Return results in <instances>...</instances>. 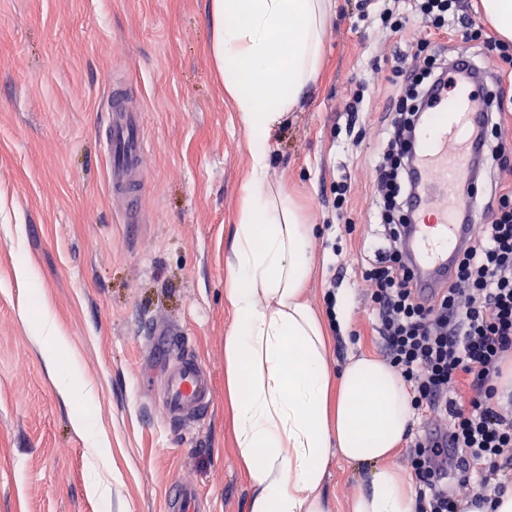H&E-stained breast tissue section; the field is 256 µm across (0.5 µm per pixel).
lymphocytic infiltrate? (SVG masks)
Returning <instances> with one entry per match:
<instances>
[{
  "label": "lymphocytic infiltrate",
  "mask_w": 512,
  "mask_h": 512,
  "mask_svg": "<svg viewBox=\"0 0 512 512\" xmlns=\"http://www.w3.org/2000/svg\"><path fill=\"white\" fill-rule=\"evenodd\" d=\"M421 18L419 42L446 37L481 42L496 60L512 64V43L484 36L459 13V0H414L413 12L384 9L383 28L397 33ZM465 57L436 55L414 68L394 97L384 148L372 167L376 218L385 244L361 272L360 285L377 319L382 351L410 390L411 406L445 428L415 436L408 458L423 490L416 512H461L449 476L459 485L491 478L512 484V394L498 380L512 359V187L494 173L512 171V149L488 143L474 175L490 181L489 222L459 251L449 283L431 295L412 284L404 249L409 223L404 201L418 185L410 146L431 90Z\"/></svg>",
  "instance_id": "1"
}]
</instances>
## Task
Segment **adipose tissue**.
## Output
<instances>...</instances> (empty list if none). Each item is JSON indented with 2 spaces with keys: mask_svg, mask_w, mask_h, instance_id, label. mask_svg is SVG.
Returning <instances> with one entry per match:
<instances>
[{
  "mask_svg": "<svg viewBox=\"0 0 512 512\" xmlns=\"http://www.w3.org/2000/svg\"><path fill=\"white\" fill-rule=\"evenodd\" d=\"M332 0H210V57L248 135L249 172L225 296L224 338L238 461L249 512H325L332 458L372 468L350 512H414L391 463L413 418L410 395L382 360L327 366L329 338L302 294L309 229L269 177L272 133L315 85Z\"/></svg>",
  "mask_w": 512,
  "mask_h": 512,
  "instance_id": "adipose-tissue-1",
  "label": "adipose tissue"
}]
</instances>
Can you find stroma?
I'll return each instance as SVG.
<instances>
[{"instance_id":"obj_1","label":"stroma","mask_w":512,"mask_h":512,"mask_svg":"<svg viewBox=\"0 0 512 512\" xmlns=\"http://www.w3.org/2000/svg\"><path fill=\"white\" fill-rule=\"evenodd\" d=\"M208 0H0V512H169L194 486L203 512H248L252 487L224 393V300L247 136L210 59ZM380 0H334L318 82L270 139V177L314 233L304 298L328 287L349 314L329 367L381 357L355 283L382 243L371 163L382 149L398 58L418 23L378 26ZM127 85L149 144L139 221L110 192L103 146L112 86ZM371 104L346 126L350 90ZM352 185V229L328 202ZM28 266L33 278L18 277ZM176 326L209 371L214 408L179 430L159 400L163 353L142 328ZM67 341L52 351L50 333ZM370 466L333 459L328 512H350ZM100 492H92L91 484Z\"/></svg>"}]
</instances>
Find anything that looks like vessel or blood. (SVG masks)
<instances>
[{"label": "vessel or blood", "instance_id": "b4317fda", "mask_svg": "<svg viewBox=\"0 0 512 512\" xmlns=\"http://www.w3.org/2000/svg\"><path fill=\"white\" fill-rule=\"evenodd\" d=\"M491 76L479 84L452 82L426 112L416 133L414 152L420 193L413 201L417 214L409 239L410 269L415 286L431 293L442 288L455 272L459 248L477 225L487 223V186L472 179L471 163L480 144L474 130L488 116ZM123 89H113L108 102L105 152L110 166L113 198L134 206L144 186L143 158L147 142L142 116L130 110ZM209 372L195 357L171 356L165 369L160 400L169 416L183 425L198 423L213 404ZM174 512H200L201 499L193 486L174 489Z\"/></svg>", "mask_w": 512, "mask_h": 512}]
</instances>
